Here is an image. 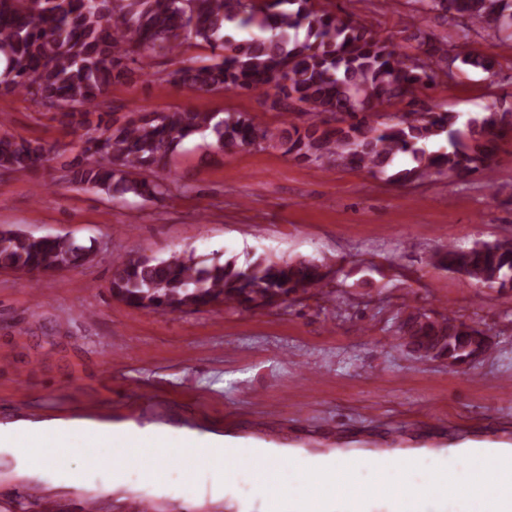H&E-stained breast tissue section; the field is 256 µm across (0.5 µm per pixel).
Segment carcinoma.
<instances>
[{"label": "carcinoma", "mask_w": 512, "mask_h": 512, "mask_svg": "<svg viewBox=\"0 0 512 512\" xmlns=\"http://www.w3.org/2000/svg\"><path fill=\"white\" fill-rule=\"evenodd\" d=\"M458 28L465 40L473 27L505 33L512 41V0H423ZM236 27L249 38L236 41ZM305 35H300L301 29ZM422 46L409 55L366 24L317 7L315 0H112L99 12L94 0H0V90L29 97L61 112L82 131L85 160L70 170L76 186L131 193L144 201L169 191L170 156L195 135H212L213 146L234 154L253 146L280 149L324 170L338 165L384 172L404 156L402 182L443 170L460 179L477 174L497 155L512 131V110L489 106L459 124V115L419 104L421 91L461 68L494 74L493 60L457 50L415 27ZM207 47L208 62L182 60L151 73L155 81L193 91H256L273 88L272 110L311 116L303 126L262 127L243 115L217 118L191 108L161 114L133 113L120 121L101 111L112 83L152 67V55H182ZM405 103L395 122H380L379 108ZM446 137L448 149L429 152L424 143ZM54 147L0 133V171L25 172L47 163ZM90 248L67 236L35 238L0 230V268L39 274L72 269ZM440 267L465 268L487 288H512V239L492 247H448ZM322 266L310 261H254L239 266L167 259L116 258L112 294L125 303L169 312L227 306L278 307L292 294L323 287ZM450 313L435 320L407 307L395 334L424 359L466 355L469 341Z\"/></svg>", "instance_id": "1"}]
</instances>
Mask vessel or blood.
<instances>
[{
	"mask_svg": "<svg viewBox=\"0 0 512 512\" xmlns=\"http://www.w3.org/2000/svg\"><path fill=\"white\" fill-rule=\"evenodd\" d=\"M65 445H76L83 456L99 461L109 459L113 479H121L130 458L141 461L143 480L153 485L162 480L171 461H178L182 467L189 498L208 494V487L197 484V471L192 451H183L181 456L172 453L142 456L141 445L132 440L106 443L104 439L90 435H76L65 431L60 435ZM469 456H492V472L472 469L456 474L452 463L454 454L440 456L429 472L428 491L418 492L400 487L394 472L400 464L399 456L380 453L364 456L347 449L342 461L324 457L308 460L295 456H263L259 462L265 473L296 468L305 472L308 487L301 494H285L277 482L268 481L259 501L262 512H369L372 498H381L386 512H512V448L479 446L468 451ZM344 467L347 476L336 479L337 467ZM462 476L470 492L462 495L457 491L455 476Z\"/></svg>",
	"mask_w": 512,
	"mask_h": 512,
	"instance_id": "obj_1",
	"label": "vessel or blood"
}]
</instances>
